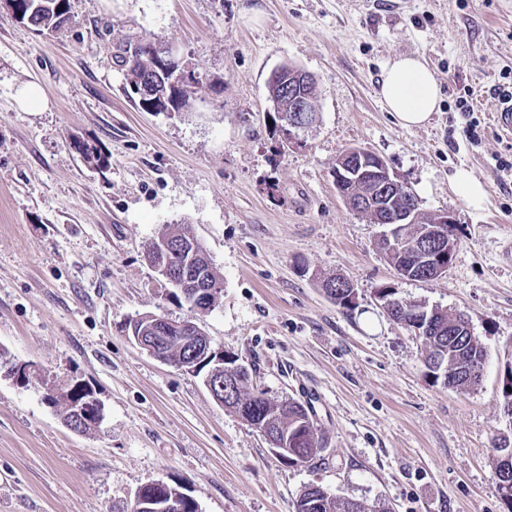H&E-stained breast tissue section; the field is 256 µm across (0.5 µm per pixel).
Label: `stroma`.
<instances>
[{
  "instance_id": "obj_1",
  "label": "stroma",
  "mask_w": 512,
  "mask_h": 512,
  "mask_svg": "<svg viewBox=\"0 0 512 512\" xmlns=\"http://www.w3.org/2000/svg\"><path fill=\"white\" fill-rule=\"evenodd\" d=\"M175 44L199 85L184 112H144L112 55L120 40ZM420 57L441 99L399 126L379 98L394 57ZM312 73L320 118L298 147L269 124L267 80ZM512 81V0H71L40 34L0 17V348L58 383L95 392L100 426L71 432L37 383L0 376V512H129L150 482L181 486L199 512H296L302 490L392 512H505L495 439L512 363V139L498 136L494 86ZM44 103L21 106L23 86ZM470 89L481 139L455 108ZM81 140L108 156L89 167ZM381 155L424 210L453 214L448 273L398 278L383 225L336 190L337 158ZM484 183L483 209L449 179ZM182 224L222 277L202 315L266 397L312 403L323 458L291 465L216 402L202 377L126 337L147 312L189 316L146 259ZM352 282L354 312L322 288ZM403 301L463 315L487 359L471 389L435 383L420 343L380 308Z\"/></svg>"
}]
</instances>
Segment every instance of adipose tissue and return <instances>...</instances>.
Instances as JSON below:
<instances>
[{"instance_id": "ef3b65f1", "label": "adipose tissue", "mask_w": 512, "mask_h": 512, "mask_svg": "<svg viewBox=\"0 0 512 512\" xmlns=\"http://www.w3.org/2000/svg\"><path fill=\"white\" fill-rule=\"evenodd\" d=\"M379 94L388 112L404 127L426 124L440 97L434 74L414 56H398L388 63Z\"/></svg>"}]
</instances>
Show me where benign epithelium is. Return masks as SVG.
I'll use <instances>...</instances> for the list:
<instances>
[{
	"label": "benign epithelium",
	"mask_w": 512,
	"mask_h": 512,
	"mask_svg": "<svg viewBox=\"0 0 512 512\" xmlns=\"http://www.w3.org/2000/svg\"><path fill=\"white\" fill-rule=\"evenodd\" d=\"M150 48L161 59L174 63L176 71L170 73L171 79L165 86H155L151 90L134 86L132 90L146 100L148 111L168 112L169 95L166 87L191 81L195 78V72L183 63L177 47L153 43ZM279 74L278 69L271 74L267 90L269 101L274 106L277 105L278 98L288 96L289 114L280 125V137L283 143L290 146L303 142L304 132L319 120L318 110L311 107L303 93V88L316 83V79L313 74L301 69L295 70L292 76L283 79L279 78ZM360 179L366 180L370 189L363 196L353 199L348 195V182ZM402 185L404 182L390 169L387 162L369 149L352 148L344 152L340 164L336 167V190L343 195L348 206L360 214L376 215L375 222L387 226L381 238L382 245L404 260L402 266L396 268L397 273L407 278L411 273L417 272L428 280L444 276L449 268L445 261L453 259L457 246L455 219L448 211L437 212L434 214L432 226L424 232L423 237H411L410 226L424 223L423 210L417 205H410L400 211L388 209ZM148 249L158 255L153 267L158 279L176 288L185 302L194 309L203 314L210 311V302L217 284L206 276V271L195 267L197 259L201 257L196 245L185 241L173 243L161 235L149 244ZM381 306L393 320L406 326L414 335L421 334L419 311L398 316L394 301L384 300ZM145 320L150 322L152 333L155 335L170 327L178 328L182 343L188 347L191 361L173 360L162 352L156 346L155 339L144 335L143 330L139 329V323ZM128 334L129 340L149 355L182 371L195 374L202 366H208L204 383L213 398L221 404L236 384L237 374L246 370V366L237 363L236 357L214 349L200 323L194 319L176 321L162 315L145 313L130 321ZM72 388L78 392L71 405L72 419L99 424L102 419L101 406L94 399L81 398L87 386L79 380H74ZM498 465V489L501 494L509 495L512 493V453H501Z\"/></svg>",
	"instance_id": "obj_1"
}]
</instances>
